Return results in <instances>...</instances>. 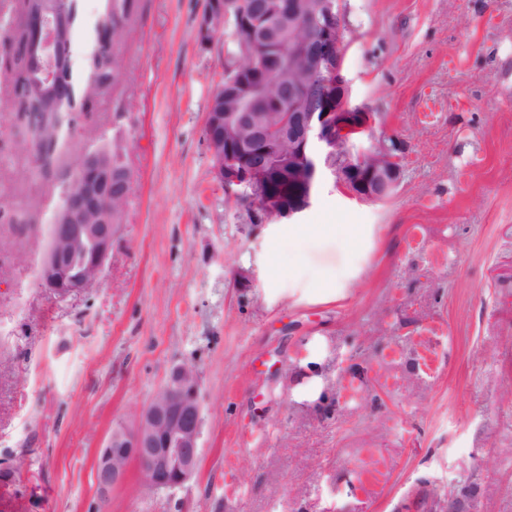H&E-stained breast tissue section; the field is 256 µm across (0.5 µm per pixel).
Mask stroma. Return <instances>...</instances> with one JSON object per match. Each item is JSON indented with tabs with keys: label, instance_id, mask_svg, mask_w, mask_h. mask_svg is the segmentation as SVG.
Here are the masks:
<instances>
[{
	"label": "stroma",
	"instance_id": "stroma-1",
	"mask_svg": "<svg viewBox=\"0 0 512 512\" xmlns=\"http://www.w3.org/2000/svg\"><path fill=\"white\" fill-rule=\"evenodd\" d=\"M105 0H78L82 83ZM141 0L125 74L37 168L0 87V512H512V0H340L351 106L404 143L379 202L323 175L306 224L250 223L203 137L228 37ZM134 174L102 287L39 285L75 154ZM357 244H349L350 234ZM200 369L196 475L101 500L96 459Z\"/></svg>",
	"mask_w": 512,
	"mask_h": 512
}]
</instances>
